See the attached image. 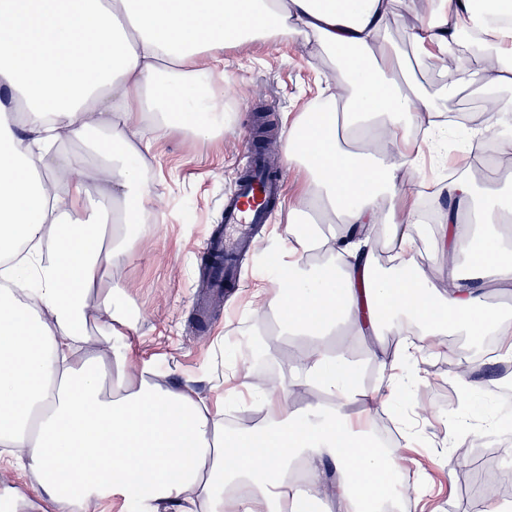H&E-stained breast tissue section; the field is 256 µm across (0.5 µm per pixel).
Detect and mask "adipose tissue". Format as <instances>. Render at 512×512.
<instances>
[{
    "mask_svg": "<svg viewBox=\"0 0 512 512\" xmlns=\"http://www.w3.org/2000/svg\"><path fill=\"white\" fill-rule=\"evenodd\" d=\"M428 20L408 39L423 53L452 54L463 33H482V68L452 78L512 84V0H431ZM395 0H0V469H30L39 491L72 512L120 497L137 512L194 498L207 512H373L405 500L406 457L382 450L374 433L346 412L385 405L406 377L403 365L444 332H494L497 358L512 363V318L488 307L464 283L461 214L491 226L474 264L480 280L512 286V249L498 229L512 197L478 195L465 177L445 186L450 204L439 224L449 262L434 289L417 264L419 208L399 174L423 170L409 140L421 129L430 154L445 149L448 128L433 121L428 98L409 82L386 28ZM316 41L339 59L323 106L309 105L288 124L282 150L309 173L289 206L288 255L276 285L252 292L275 311L279 334L323 336L345 323L356 336L397 335L389 351L372 349L383 389L354 384L347 349L316 345L276 387L230 380L261 395L264 424L228 430L184 389L159 388L149 365H134L120 345L126 310L120 293L96 305L88 292L103 265L130 254L143 237L117 236L104 247L101 218L84 205V179L102 182L115 222L135 224L159 191L140 159L174 125L210 135L195 90L215 74L209 97L224 94V50L258 36ZM170 73L163 96L156 79ZM68 140L99 157L66 153ZM395 260L374 270V240ZM321 253L322 265L303 256ZM304 389L325 396L312 412L294 408ZM333 463L335 479L325 465ZM305 479L292 477L294 465Z\"/></svg>",
    "mask_w": 512,
    "mask_h": 512,
    "instance_id": "obj_1",
    "label": "adipose tissue"
}]
</instances>
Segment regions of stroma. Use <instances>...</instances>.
<instances>
[{"label": "stroma", "instance_id": "stroma-1", "mask_svg": "<svg viewBox=\"0 0 512 512\" xmlns=\"http://www.w3.org/2000/svg\"><path fill=\"white\" fill-rule=\"evenodd\" d=\"M395 7L387 38L398 46L404 68L431 96L436 111L448 116L460 103L458 93L446 91L444 70L405 38L426 19L431 4L397 0ZM335 78L331 59L312 41L301 45L257 39L244 57L237 49H225L226 126L208 138L175 127L155 144L144 175L158 184L161 195L153 211L134 227L135 233L152 237L153 247L113 259L98 284L102 290L123 292L132 310L121 339L131 359L149 362L161 385L189 388L211 404L225 399L224 425L230 429L240 414L261 422L265 409L258 400L243 403L237 396H225L226 366L267 380L289 372L284 358L290 343L279 336L275 313L254 310L247 291L256 283L274 287L272 258L288 245V215L273 217L270 232L245 256L246 271L238 286L217 303L211 323L200 330L194 321V296L200 288L203 243L220 224L224 199L239 178V158L253 146L256 115L264 114L276 132H283L286 114L302 111ZM232 341L266 342L271 349L257 359L235 355L228 348ZM457 350L475 356L483 346L466 336L439 337L432 352L415 366L414 389L397 393L390 406L368 415L358 405L348 407L355 424L376 433L405 417L414 421L416 439L408 452L414 487L404 512H484L480 488L487 480L501 484L500 504L512 505V441L476 433L469 436L464 454L448 444L454 434L449 420L494 418L501 396L512 395V379L490 358L480 369L455 373L452 358ZM464 379L483 386L481 397L468 407L448 391Z\"/></svg>", "mask_w": 512, "mask_h": 512}]
</instances>
